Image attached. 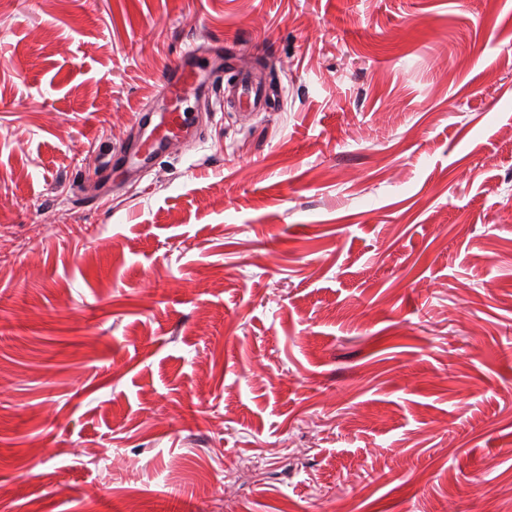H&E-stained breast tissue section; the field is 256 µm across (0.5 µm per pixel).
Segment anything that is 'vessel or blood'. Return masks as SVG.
I'll return each mask as SVG.
<instances>
[{"label":"vessel or blood","mask_w":512,"mask_h":512,"mask_svg":"<svg viewBox=\"0 0 512 512\" xmlns=\"http://www.w3.org/2000/svg\"><path fill=\"white\" fill-rule=\"evenodd\" d=\"M228 71L234 75L229 84L224 81ZM214 90L246 112L263 110L266 104L261 80L251 74L238 73L233 58L223 57L220 67L206 74L197 63L196 49H189L161 80V108L134 112L131 143L119 145L104 154L99 172L109 170L116 160L134 172L149 168L165 156L172 142L189 139L194 133L198 119L186 112L185 102L205 97Z\"/></svg>","instance_id":"b4317fda"}]
</instances>
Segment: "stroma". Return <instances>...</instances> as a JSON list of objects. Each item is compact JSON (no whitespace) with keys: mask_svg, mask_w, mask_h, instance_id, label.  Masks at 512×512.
<instances>
[{"mask_svg":"<svg viewBox=\"0 0 512 512\" xmlns=\"http://www.w3.org/2000/svg\"><path fill=\"white\" fill-rule=\"evenodd\" d=\"M204 43L270 109L92 204ZM134 493L512 512V0H0V512Z\"/></svg>","mask_w":512,"mask_h":512,"instance_id":"1","label":"stroma"}]
</instances>
